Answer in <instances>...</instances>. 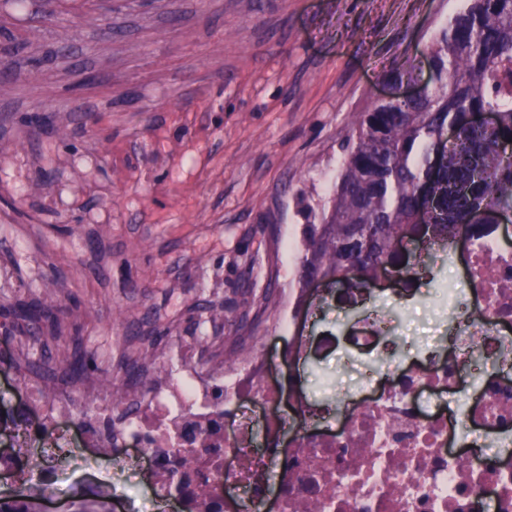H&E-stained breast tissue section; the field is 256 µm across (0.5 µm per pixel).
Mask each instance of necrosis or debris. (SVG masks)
Masks as SVG:
<instances>
[{"instance_id":"obj_1","label":"necrosis or debris","mask_w":512,"mask_h":512,"mask_svg":"<svg viewBox=\"0 0 512 512\" xmlns=\"http://www.w3.org/2000/svg\"><path fill=\"white\" fill-rule=\"evenodd\" d=\"M464 291L450 322L454 341L407 365L379 358L334 428L318 423L296 380L269 382L256 355L215 373L184 359L176 377L116 402L107 388L73 386L69 400L35 399L54 422L71 402L85 446L132 445L125 464L158 469L173 426L195 437L194 481H222L221 512H512V241L496 225L463 252ZM266 440L253 444L256 419Z\"/></svg>"}]
</instances>
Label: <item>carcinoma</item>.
<instances>
[{
  "mask_svg": "<svg viewBox=\"0 0 512 512\" xmlns=\"http://www.w3.org/2000/svg\"><path fill=\"white\" fill-rule=\"evenodd\" d=\"M428 55L412 80L428 82L425 95L405 106L372 103L355 114L335 189L326 202L305 204L315 223L302 230L303 256L297 284L327 271L338 283L358 290L390 270L409 272L414 262L394 249L404 239L448 244L460 228L478 236L482 225L496 224L512 211V0H466L434 34ZM473 112L497 115L493 127L470 121ZM455 130L445 143L443 132ZM15 318L25 322L21 334L32 343L62 335V322L41 303L19 302ZM74 378L97 368L94 355L83 353L69 363ZM116 401L122 389L138 387L127 371L110 377ZM25 410L3 415L0 432L27 430ZM186 432L168 433L178 465L194 462ZM162 479L187 503L199 505L194 490L166 468ZM0 512H38L24 494L0 495Z\"/></svg>",
  "mask_w": 512,
  "mask_h": 512,
  "instance_id": "cac0c4a2",
  "label": "carcinoma"
}]
</instances>
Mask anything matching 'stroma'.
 <instances>
[{
  "label": "stroma",
  "instance_id": "stroma-1",
  "mask_svg": "<svg viewBox=\"0 0 512 512\" xmlns=\"http://www.w3.org/2000/svg\"><path fill=\"white\" fill-rule=\"evenodd\" d=\"M464 0H19L0 15L14 78H0V305L51 304L64 346L0 336V407L27 402L32 366L50 357L58 385L79 352L113 372L129 346L164 371L173 337L225 336L244 284L274 272L268 305L292 287L307 219L300 195L328 198L353 113L388 74L418 64ZM68 46L67 60L57 51ZM431 280L366 305L337 302L304 335L362 325L364 307L394 322L400 352L448 330L447 254ZM213 318L199 323L197 307ZM272 375L300 376L335 403L375 358L340 344L288 359L270 338ZM62 463L0 475V493L55 491L54 507L103 498L117 512H181L111 454L67 448Z\"/></svg>",
  "mask_w": 512,
  "mask_h": 512
}]
</instances>
